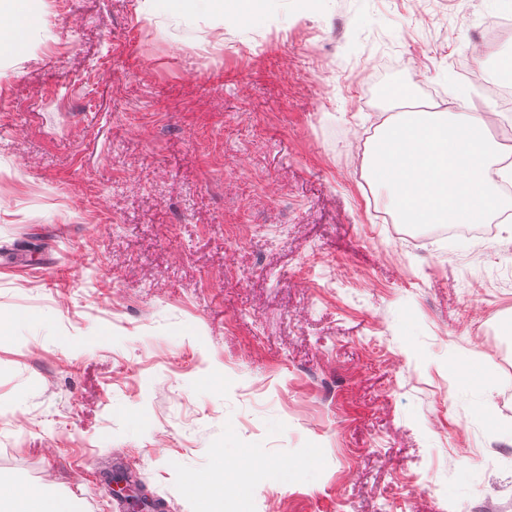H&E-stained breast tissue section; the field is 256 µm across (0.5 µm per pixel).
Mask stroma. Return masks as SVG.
Here are the masks:
<instances>
[{
	"label": "stroma",
	"instance_id": "stroma-1",
	"mask_svg": "<svg viewBox=\"0 0 512 512\" xmlns=\"http://www.w3.org/2000/svg\"><path fill=\"white\" fill-rule=\"evenodd\" d=\"M8 2L0 477L78 512H129L113 460L164 512H512V233L413 251L342 161L431 87L474 111L494 0ZM216 448L245 465L190 490ZM260 0H209L207 3L212 7L221 8L224 13H231L240 18H247L252 15L255 5Z\"/></svg>",
	"mask_w": 512,
	"mask_h": 512
}]
</instances>
